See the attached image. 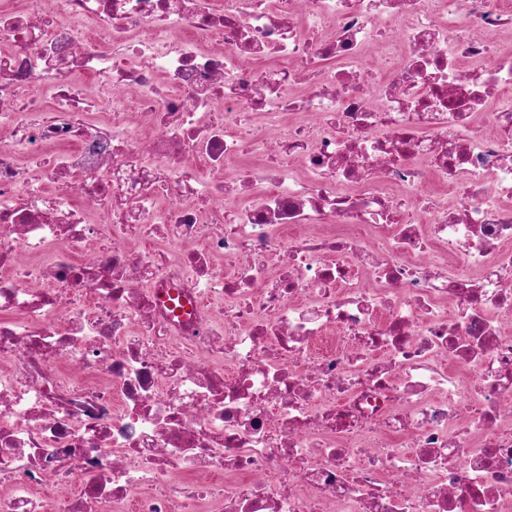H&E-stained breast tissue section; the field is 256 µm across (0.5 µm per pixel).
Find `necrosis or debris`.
I'll return each mask as SVG.
<instances>
[{
  "instance_id": "obj_1",
  "label": "necrosis or debris",
  "mask_w": 512,
  "mask_h": 512,
  "mask_svg": "<svg viewBox=\"0 0 512 512\" xmlns=\"http://www.w3.org/2000/svg\"><path fill=\"white\" fill-rule=\"evenodd\" d=\"M0 512H512V0H0Z\"/></svg>"
}]
</instances>
